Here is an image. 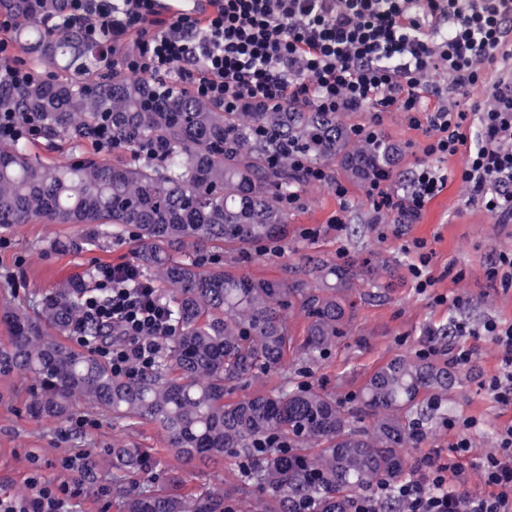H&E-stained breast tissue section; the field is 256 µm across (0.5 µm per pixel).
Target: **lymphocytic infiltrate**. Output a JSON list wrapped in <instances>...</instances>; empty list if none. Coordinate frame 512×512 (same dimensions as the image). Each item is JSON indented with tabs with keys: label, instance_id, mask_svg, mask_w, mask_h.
Segmentation results:
<instances>
[{
	"label": "lymphocytic infiltrate",
	"instance_id": "obj_1",
	"mask_svg": "<svg viewBox=\"0 0 512 512\" xmlns=\"http://www.w3.org/2000/svg\"><path fill=\"white\" fill-rule=\"evenodd\" d=\"M206 2L202 12L168 20L156 0H71V6L89 30L115 22L141 34L137 50L124 57L130 70L172 75L228 112H264L285 102L319 112H403L424 136L421 156L402 182L386 173L369 180L373 211L402 225L415 223L453 176L470 201L498 223H512V81L497 86L490 105L467 99L485 68L512 59V0ZM431 74L442 81L429 93L441 99L456 94L461 103L425 106L422 83ZM459 154L463 164L449 174L444 162ZM403 249L419 293L438 306L463 305L462 296L434 293V250L426 239L407 240ZM130 273L127 264L98 268L97 285L111 287L112 297L87 301L83 314L97 328L110 329L94 351L119 375L147 368L161 338L174 332L155 288L147 282L128 287ZM484 337L496 345L499 365L480 377L478 387L511 408V322L489 319L476 329L456 320L447 336L424 337L415 353L468 365ZM440 425L451 437L447 447L418 449L405 478L378 483L350 500L347 512H385L391 501L399 512H512V422L497 427L496 446L479 459L474 485L466 466L477 420L446 415ZM84 462L81 454L66 458L54 480L34 473L28 495L0 496V512H74L80 495L74 474Z\"/></svg>",
	"mask_w": 512,
	"mask_h": 512
}]
</instances>
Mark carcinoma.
<instances>
[{
	"instance_id": "1",
	"label": "carcinoma",
	"mask_w": 512,
	"mask_h": 512,
	"mask_svg": "<svg viewBox=\"0 0 512 512\" xmlns=\"http://www.w3.org/2000/svg\"><path fill=\"white\" fill-rule=\"evenodd\" d=\"M69 0H0V113L14 130L0 137V230L43 221L74 224L49 248L79 253L128 236L138 278L163 287L176 332L153 364L112 373L97 356L60 340L74 334L85 301L110 288L70 280L0 317V375L32 382L28 411L62 420L77 403L112 418L157 426L174 459L238 462L241 482L266 498L252 512H290L306 496L315 512H339L349 498L407 470L415 432L447 413L420 398L448 390L460 372L416 356L374 370L353 407L284 371L292 337L283 309L298 307L306 330L301 361L316 364L346 336L355 280L369 265L308 261L302 276L274 281L210 268L209 248L274 244L286 235L280 198L305 183L288 151L309 164L339 163L355 180L393 171L395 149L356 133L336 112L284 103L267 112H226L187 86L121 62L120 34H94L70 17ZM64 150L68 160L46 152ZM280 386L242 400L225 395L260 375ZM112 498L118 512H227L221 490L184 492L180 471L130 487L129 475L157 462L147 448L117 445ZM322 481H310L311 472Z\"/></svg>"
}]
</instances>
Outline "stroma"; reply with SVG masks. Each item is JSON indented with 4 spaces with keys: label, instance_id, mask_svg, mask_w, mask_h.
Listing matches in <instances>:
<instances>
[{
    "label": "stroma",
    "instance_id": "1",
    "mask_svg": "<svg viewBox=\"0 0 512 512\" xmlns=\"http://www.w3.org/2000/svg\"><path fill=\"white\" fill-rule=\"evenodd\" d=\"M379 136L399 149L395 171L408 173L416 163L414 146L423 139L421 131L411 127L401 112L391 110L383 115ZM331 172L346 187V200H339L332 186L302 185L300 205L289 213L288 239L280 252L263 254L254 249L244 256L231 246L218 252L221 265L268 280L281 279L288 268L303 267L310 257L337 262L365 258L375 251L389 257L390 266L378 287L363 285L354 291L352 329L314 369L310 384L345 401L356 399L370 373L396 356L414 354L423 335L447 327L450 318L475 327L489 318L512 322V290L493 286L485 276L495 253L512 248V223H496L480 204L468 200L461 182L452 178L419 221L410 225L409 237L427 239L435 249L432 274L436 291L468 298L463 308L451 311L417 292L401 240L378 236L375 227L386 218L372 210L366 182L352 180L337 166ZM342 206L347 209L343 232L332 230L312 240L301 237L303 228L328 223ZM76 231L71 224L38 223L17 225L6 234V244L0 247V310L72 279L91 280L99 266L131 262L132 246L127 242L78 254L48 250L50 241ZM478 346L466 377L450 385L443 399L449 413L461 412L478 420L473 443L480 455L494 448L495 430L512 421V408L499 407L479 393L477 378L496 371L498 354L491 341L479 340ZM30 385V379L22 375L0 377V493L25 496L31 491L28 478L33 470L54 476L63 459L86 452L98 462V478L95 483L83 484L78 512H118L111 496L102 493L112 485V465L105 450L118 443L151 449L160 470L180 467L189 491L233 490L238 473L234 460H225L220 466L177 465L165 451L163 435L152 425L116 422L110 413L82 405L62 422L31 417L27 411Z\"/></svg>",
    "mask_w": 512,
    "mask_h": 512
}]
</instances>
